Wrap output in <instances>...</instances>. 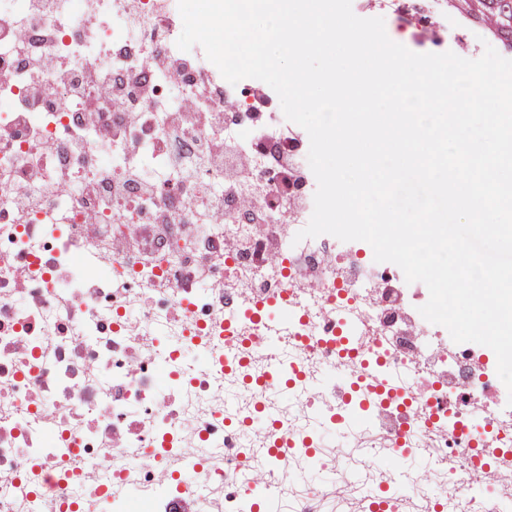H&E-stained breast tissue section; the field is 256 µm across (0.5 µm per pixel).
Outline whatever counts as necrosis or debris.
I'll return each instance as SVG.
<instances>
[{
  "instance_id": "4bbe7bcc",
  "label": "necrosis or debris",
  "mask_w": 512,
  "mask_h": 512,
  "mask_svg": "<svg viewBox=\"0 0 512 512\" xmlns=\"http://www.w3.org/2000/svg\"><path fill=\"white\" fill-rule=\"evenodd\" d=\"M370 7L447 51L448 0ZM182 30L178 0H0V512H363L292 479L345 468L311 422L358 400L374 487L376 457L434 462L390 512H505L495 353L426 321L425 284L368 243L297 240L308 137ZM283 361L302 377L270 389Z\"/></svg>"
}]
</instances>
